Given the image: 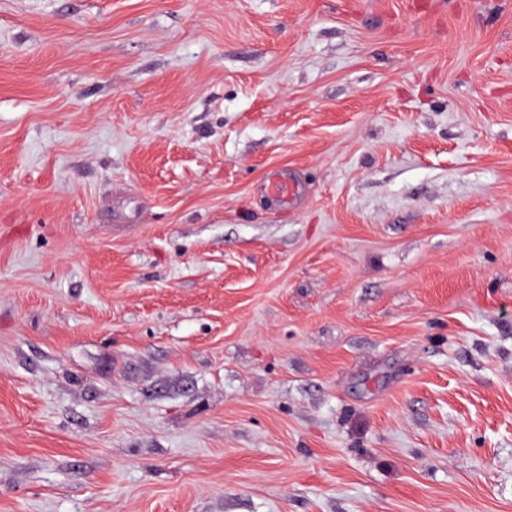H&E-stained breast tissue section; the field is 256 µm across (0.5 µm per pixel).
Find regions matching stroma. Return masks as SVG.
Wrapping results in <instances>:
<instances>
[{"label": "stroma", "instance_id": "obj_1", "mask_svg": "<svg viewBox=\"0 0 512 512\" xmlns=\"http://www.w3.org/2000/svg\"><path fill=\"white\" fill-rule=\"evenodd\" d=\"M0 512H512V0H0Z\"/></svg>", "mask_w": 512, "mask_h": 512}]
</instances>
